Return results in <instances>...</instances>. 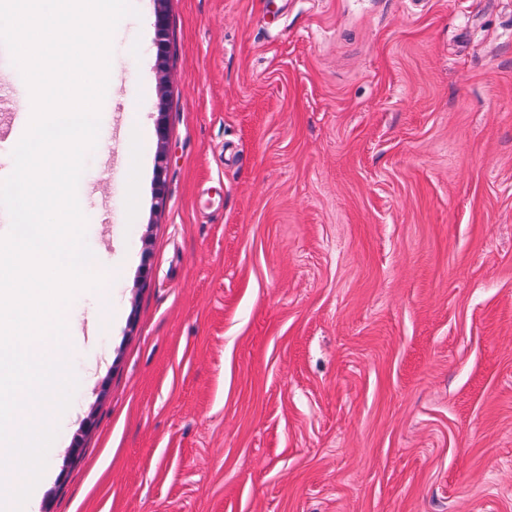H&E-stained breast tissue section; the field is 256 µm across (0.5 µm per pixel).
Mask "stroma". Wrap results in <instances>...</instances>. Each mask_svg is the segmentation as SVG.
I'll list each match as a JSON object with an SVG mask.
<instances>
[{
    "instance_id": "obj_1",
    "label": "stroma",
    "mask_w": 512,
    "mask_h": 512,
    "mask_svg": "<svg viewBox=\"0 0 512 512\" xmlns=\"http://www.w3.org/2000/svg\"><path fill=\"white\" fill-rule=\"evenodd\" d=\"M132 3L22 512H512V0Z\"/></svg>"
}]
</instances>
